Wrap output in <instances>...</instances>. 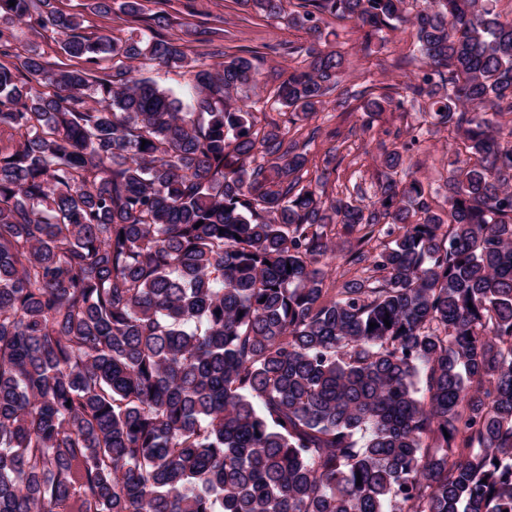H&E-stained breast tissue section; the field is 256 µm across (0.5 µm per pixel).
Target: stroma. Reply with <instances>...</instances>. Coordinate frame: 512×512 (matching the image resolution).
Returning <instances> with one entry per match:
<instances>
[{"label": "stroma", "mask_w": 512, "mask_h": 512, "mask_svg": "<svg viewBox=\"0 0 512 512\" xmlns=\"http://www.w3.org/2000/svg\"><path fill=\"white\" fill-rule=\"evenodd\" d=\"M60 9L75 13L83 20V31L88 35H110L125 39L138 33L137 23L128 21L120 10L97 15L88 8V0H56ZM146 13L160 10L170 14L172 24L166 30L167 37L184 45L189 58L212 64L224 56L247 48L258 51L262 58V82L260 104L255 108L258 119H278L279 109L270 100L275 87L288 75L293 60L285 49L288 44L307 45L311 39L302 30L288 28L282 21L244 14L235 0H144ZM205 22L218 28L219 35L210 42H198L189 31L195 24ZM323 33H335L336 48L349 60L344 80L354 89L372 83L398 84L411 74V67H398L400 57L410 51L411 36L400 30L387 33L383 45L374 47L370 54L359 53L361 32L353 26L339 25L335 18L324 17ZM16 40L9 53L0 52V65L14 67L27 46H35L44 63L52 68L82 67L83 62L65 55L58 38L51 32L37 27L18 25L14 28ZM420 128L419 146L413 150L414 165L411 175L418 178L433 197L436 209H443L448 188V150L444 147L442 133L436 131L428 114L418 108L406 111L387 106L378 116L368 117L360 102L341 107L328 102L323 111L310 117L299 116L294 122L283 123L282 129L290 137L301 139L315 133L316 139L309 147V175L317 177L325 165H333L334 171L325 185L327 195L334 196L344 188L360 185L366 195L375 190L378 161L384 148L406 141L407 127ZM335 150L333 162H326L328 150Z\"/></svg>", "instance_id": "obj_1"}]
</instances>
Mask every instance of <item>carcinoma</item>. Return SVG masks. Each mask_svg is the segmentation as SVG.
<instances>
[{
	"instance_id": "carcinoma-1",
	"label": "carcinoma",
	"mask_w": 512,
	"mask_h": 512,
	"mask_svg": "<svg viewBox=\"0 0 512 512\" xmlns=\"http://www.w3.org/2000/svg\"><path fill=\"white\" fill-rule=\"evenodd\" d=\"M238 2L317 36L354 22L363 52L411 26L427 70L404 98L290 46L276 103H424L456 139L446 215L398 178L417 134L367 202L302 185L308 143L255 129L250 50L193 66L143 0L120 4L145 27L127 39L0 0L4 50L33 23L112 62L0 65V512H512V20L497 0ZM139 63L192 67L191 104ZM338 258L367 276L331 295Z\"/></svg>"
}]
</instances>
